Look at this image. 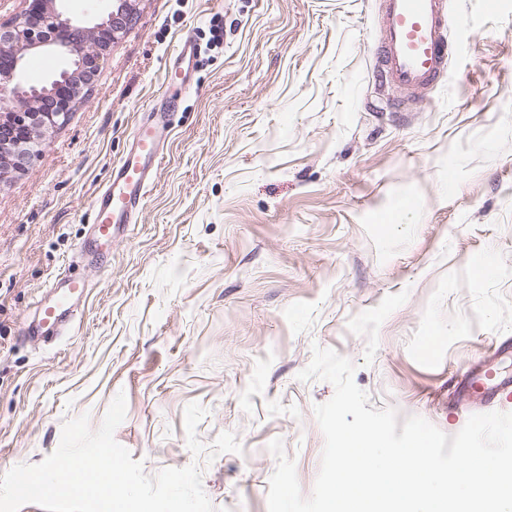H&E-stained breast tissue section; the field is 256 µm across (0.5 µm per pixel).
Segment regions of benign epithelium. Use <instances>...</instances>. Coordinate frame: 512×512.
<instances>
[{
    "label": "benign epithelium",
    "instance_id": "benign-epithelium-1",
    "mask_svg": "<svg viewBox=\"0 0 512 512\" xmlns=\"http://www.w3.org/2000/svg\"><path fill=\"white\" fill-rule=\"evenodd\" d=\"M135 0H114L112 11L91 28L76 25L45 0L40 14L25 12L9 26L0 25V184L28 170L46 136L61 126L73 104L84 98L99 61L127 29ZM50 50L70 58V67L52 88L25 87L19 78L26 55Z\"/></svg>",
    "mask_w": 512,
    "mask_h": 512
}]
</instances>
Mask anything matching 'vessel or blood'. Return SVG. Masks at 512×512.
Returning <instances> with one entry per match:
<instances>
[{
    "instance_id": "vessel-or-blood-1",
    "label": "vessel or blood",
    "mask_w": 512,
    "mask_h": 512,
    "mask_svg": "<svg viewBox=\"0 0 512 512\" xmlns=\"http://www.w3.org/2000/svg\"><path fill=\"white\" fill-rule=\"evenodd\" d=\"M378 37L373 53V78L380 89L399 93L398 108H407L432 90L448 68L447 0H378ZM164 122L142 125L134 145L112 170V180L94 198L97 220L90 227L96 239L116 236L137 216L146 195L149 167L160 156ZM82 281L64 277L55 301L38 308L37 332L74 318L72 299L81 295ZM464 388L481 401L497 405L512 398V381L490 369L471 371Z\"/></svg>"
}]
</instances>
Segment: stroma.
Masks as SVG:
<instances>
[{
  "label": "stroma",
  "mask_w": 512,
  "mask_h": 512,
  "mask_svg": "<svg viewBox=\"0 0 512 512\" xmlns=\"http://www.w3.org/2000/svg\"><path fill=\"white\" fill-rule=\"evenodd\" d=\"M375 8L138 0L85 99L0 185V476L68 420L98 429L121 393L116 441L151 477L197 465L215 512H268L276 438L311 495L314 408L334 395L298 378L317 347L354 364L370 407L448 435L486 412L461 379L512 377V0H450L446 79L405 112L371 75ZM161 109L174 131L143 208L96 262L92 200ZM400 200L409 233L385 229ZM69 270L75 320L24 336Z\"/></svg>",
  "instance_id": "1"
}]
</instances>
